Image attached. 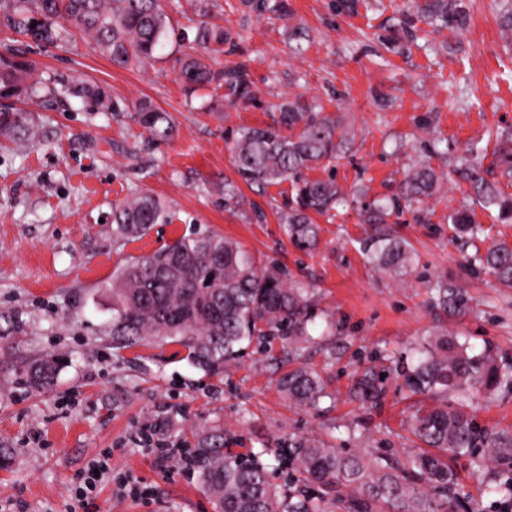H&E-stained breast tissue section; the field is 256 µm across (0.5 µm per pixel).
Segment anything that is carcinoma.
I'll return each mask as SVG.
<instances>
[{
  "label": "carcinoma",
  "instance_id": "obj_1",
  "mask_svg": "<svg viewBox=\"0 0 512 512\" xmlns=\"http://www.w3.org/2000/svg\"><path fill=\"white\" fill-rule=\"evenodd\" d=\"M424 21L436 28L448 23L461 28L468 13L464 0H426L418 6ZM6 26L36 42L56 45L74 28L90 36L116 68L129 69L153 56L167 36V16L160 0H0ZM194 42L204 54L178 60V76L192 86L216 87L227 96L249 100L251 80L244 65L216 70L212 55L224 51L232 36L224 28L201 23ZM35 65L9 47L0 51V136L23 145L36 138L29 113L10 102L42 104L70 97L96 109H110L111 100L99 88L79 82L57 84L34 77ZM139 121L153 140L168 138L170 115L141 106ZM301 126L300 132L287 131ZM345 137L334 122L299 100L280 108L273 125L241 130L234 137L231 159L248 185L266 188L289 181L293 193L279 219L299 248L316 245L318 224L312 215L334 217L349 201L333 179L311 181L303 171L336 158ZM477 150L458 157L454 172L470 183L475 201L500 222H512V194L477 174ZM442 177L425 160L408 171L398 191L384 199L360 202L362 223L378 224L376 235L364 241L373 261L396 274L409 268L412 257L405 243L381 228L387 218L418 205L440 189ZM168 214L154 196L138 193L112 209L119 239L145 236L152 225L167 222ZM455 230L472 238L485 233L466 209L448 214ZM482 269L512 286V246L502 243L475 255ZM436 301L452 314L468 309V299L454 285L433 287ZM318 311L313 294L301 283L285 278L276 267H262L237 243L219 234L182 237L150 255L138 257L112 281V340L127 348L177 343L195 366L218 374L237 364L245 351L258 344L265 353L280 339L288 349V368L278 387L295 405L316 407L332 398L328 382L318 371L298 362L303 345H314L311 333ZM64 358L47 355L21 368V380L33 392L54 387ZM391 369L363 367L352 396L364 403L380 401L383 375ZM402 386L413 395H427L433 403L413 413L409 430L423 443L407 448L403 458L373 454H342L323 442L298 438L288 443L279 462L294 467L306 484L333 494L337 512H478L458 491L455 465L462 459L490 464L512 463V432L482 427L470 403L512 386V363H503L488 348L476 353L468 341L440 336L416 350L397 369ZM199 479L215 512H326L324 498L308 492L287 493L273 481L272 472L224 448V432L201 434L194 449Z\"/></svg>",
  "mask_w": 512,
  "mask_h": 512
}]
</instances>
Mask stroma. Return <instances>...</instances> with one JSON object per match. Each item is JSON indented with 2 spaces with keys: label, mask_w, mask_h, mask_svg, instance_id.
<instances>
[{
  "label": "stroma",
  "mask_w": 512,
  "mask_h": 512,
  "mask_svg": "<svg viewBox=\"0 0 512 512\" xmlns=\"http://www.w3.org/2000/svg\"><path fill=\"white\" fill-rule=\"evenodd\" d=\"M288 2L291 14L281 17L242 0H209V22L234 40L217 66L244 63L253 82V99L236 102L212 85L189 88L175 72L200 21L197 0H161L168 35L154 58L130 70L114 68L88 37L46 46L0 22V45L20 48L43 78L103 88L113 104L96 112L68 99L35 113L32 142L0 144V312L24 323L21 336L0 344V448L13 451L10 468L0 469V512H215L189 463L197 431L209 427L223 429L225 448L257 456L277 483L298 488L300 475L275 457L290 439L376 455L414 445L407 421L419 399L401 390L400 379L389 377L385 400L373 408L350 393L370 355L395 356L445 334L512 362V288L469 265L475 248L448 222L472 191L450 173L462 150L484 148L486 179L503 174L495 149L497 134L512 132V44L502 33V0H466L467 24L436 33L416 0ZM296 27L306 33L299 43L290 38ZM298 97L322 105L349 140L346 153L311 167L307 178H335L345 193L370 201L395 192L414 161L430 158L446 172L441 191L394 226L412 249L406 273L371 263L352 207L319 218L318 243L304 251L279 220L290 183L263 190L240 183L229 151L234 135L274 123L280 105ZM142 102L169 113V138L149 140L136 114ZM231 182L242 207L225 204ZM140 192L160 200L170 219L142 238L117 239L112 207ZM207 233L302 281L341 325L339 359L305 352L332 398L315 408L290 405L263 353L216 376L177 344L113 342V275L179 238ZM439 280L466 295L465 314L437 304ZM49 353L66 358L56 387L27 392L18 369ZM472 410L489 430H512V387ZM106 454L112 470L80 507L83 475ZM457 469L483 512H505L501 497L485 490L500 467L477 476L462 460Z\"/></svg>",
  "instance_id": "1"
}]
</instances>
